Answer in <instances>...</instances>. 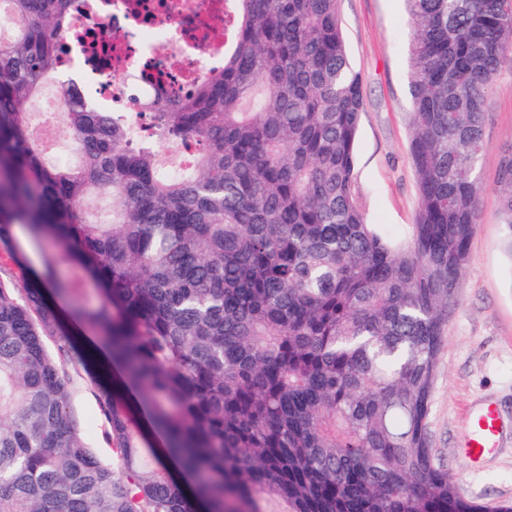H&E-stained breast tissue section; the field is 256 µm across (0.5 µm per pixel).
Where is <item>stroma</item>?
Returning a JSON list of instances; mask_svg holds the SVG:
<instances>
[{
	"mask_svg": "<svg viewBox=\"0 0 512 512\" xmlns=\"http://www.w3.org/2000/svg\"><path fill=\"white\" fill-rule=\"evenodd\" d=\"M341 27L362 79L356 145L355 198L367 223L394 234L414 223L419 203L409 150L412 131L408 44L412 35L404 0H339ZM478 176L484 188L470 260L448 317L439 354L428 433L448 463L462 495L479 502H512V252L500 224L498 172L512 150V62L497 74L486 106ZM494 403L503 446L479 470L461 453L473 406ZM82 434L105 464L113 455L94 392L80 387L74 401Z\"/></svg>",
	"mask_w": 512,
	"mask_h": 512,
	"instance_id": "obj_1",
	"label": "stroma"
}]
</instances>
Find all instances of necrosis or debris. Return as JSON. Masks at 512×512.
Returning <instances> with one entry per match:
<instances>
[{"label":"necrosis or debris","instance_id":"necrosis-or-debris-1","mask_svg":"<svg viewBox=\"0 0 512 512\" xmlns=\"http://www.w3.org/2000/svg\"><path fill=\"white\" fill-rule=\"evenodd\" d=\"M229 0H69L62 21L68 72L106 111L126 98L174 101L224 69Z\"/></svg>","mask_w":512,"mask_h":512}]
</instances>
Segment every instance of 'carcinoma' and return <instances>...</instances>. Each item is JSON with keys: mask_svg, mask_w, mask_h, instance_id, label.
Here are the masks:
<instances>
[{"mask_svg": "<svg viewBox=\"0 0 512 512\" xmlns=\"http://www.w3.org/2000/svg\"><path fill=\"white\" fill-rule=\"evenodd\" d=\"M224 71L131 142L58 71L67 0H9L0 42V512H512L464 498L429 446L438 357L478 226L485 105L512 50V0H406L419 190L411 233L354 200L361 76L338 0H235ZM55 79L80 157L49 166L22 104ZM184 148L164 168L154 141ZM512 246V151L499 170ZM92 193L112 217L89 219ZM56 256L28 271L14 228ZM63 258L80 277H61ZM139 391L161 461L57 308ZM95 388L119 470L82 436L70 372Z\"/></svg>", "mask_w": 512, "mask_h": 512, "instance_id": "carcinoma-1", "label": "carcinoma"}]
</instances>
